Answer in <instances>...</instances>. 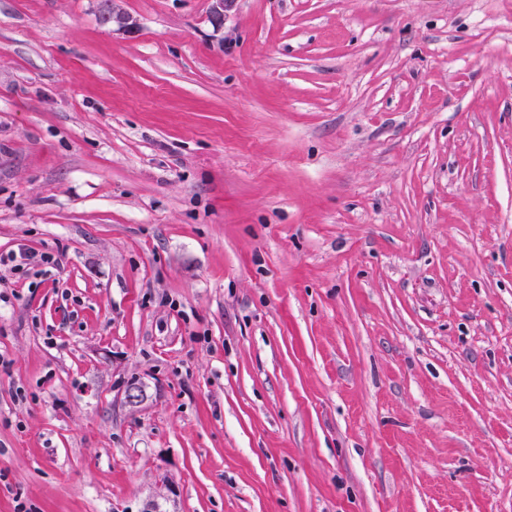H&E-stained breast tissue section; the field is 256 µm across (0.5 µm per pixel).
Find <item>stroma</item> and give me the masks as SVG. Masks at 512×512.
Wrapping results in <instances>:
<instances>
[{
    "mask_svg": "<svg viewBox=\"0 0 512 512\" xmlns=\"http://www.w3.org/2000/svg\"><path fill=\"white\" fill-rule=\"evenodd\" d=\"M0 0V512H512V0Z\"/></svg>",
    "mask_w": 512,
    "mask_h": 512,
    "instance_id": "1",
    "label": "stroma"
}]
</instances>
